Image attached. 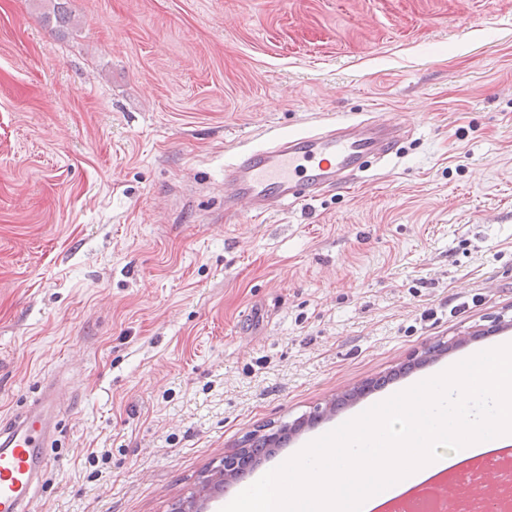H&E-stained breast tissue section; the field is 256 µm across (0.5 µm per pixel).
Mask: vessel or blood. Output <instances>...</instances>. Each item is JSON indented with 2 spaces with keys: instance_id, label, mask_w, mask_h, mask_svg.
Listing matches in <instances>:
<instances>
[{
  "instance_id": "1",
  "label": "vessel or blood",
  "mask_w": 512,
  "mask_h": 512,
  "mask_svg": "<svg viewBox=\"0 0 512 512\" xmlns=\"http://www.w3.org/2000/svg\"><path fill=\"white\" fill-rule=\"evenodd\" d=\"M402 129L382 116L336 121L296 136H277L237 154L224 169V210L259 217L350 186L371 160L396 153ZM61 394L50 382L0 424V512H30L53 458Z\"/></svg>"
}]
</instances>
